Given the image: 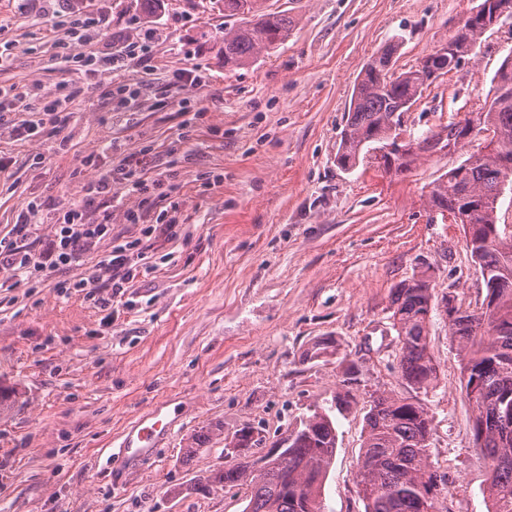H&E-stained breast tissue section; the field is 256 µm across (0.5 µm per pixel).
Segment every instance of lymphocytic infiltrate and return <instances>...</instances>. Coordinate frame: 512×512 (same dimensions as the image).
<instances>
[{
	"label": "lymphocytic infiltrate",
	"mask_w": 512,
	"mask_h": 512,
	"mask_svg": "<svg viewBox=\"0 0 512 512\" xmlns=\"http://www.w3.org/2000/svg\"><path fill=\"white\" fill-rule=\"evenodd\" d=\"M33 22L46 25L58 59L72 70L94 76L115 66L117 54L111 48H88L101 24L100 18L76 19L72 14L55 11L37 14ZM77 94L78 88L72 83L64 84L54 94L45 93L37 82L0 85V119L9 112L24 113L25 121L11 128V137L53 139L67 126L70 104ZM116 184L122 186V194H113ZM178 190L173 171L152 172L149 150L123 158L115 168L88 184L82 203L48 211L41 202L30 201L19 213L10 236L0 239V271L15 279L41 280L79 262L101 240L111 237L112 212L117 208L122 209L126 223L144 225L148 237L172 239L179 226V206L172 203L171 196ZM129 197L136 199V206H126ZM164 199L170 200V208L156 211L157 201ZM43 224L52 225L53 231L45 238H36L35 233ZM140 251L136 240L116 245L97 272L86 278L56 281L55 288L60 295L78 292L94 306L108 308L113 296L138 275L136 255Z\"/></svg>",
	"instance_id": "f902f5d3"
}]
</instances>
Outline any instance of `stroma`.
<instances>
[{
    "mask_svg": "<svg viewBox=\"0 0 512 512\" xmlns=\"http://www.w3.org/2000/svg\"><path fill=\"white\" fill-rule=\"evenodd\" d=\"M476 4L266 0L292 17L287 42L228 69L221 40L233 21L224 0H163L160 18L146 0H69L104 16L94 46L118 49L143 37L152 45L150 63L123 55L113 73L78 79L50 63L51 35L32 22L39 0H0V50L12 52L0 83L37 80L48 92L73 79L80 86L64 149L0 135V154L12 159L9 178L0 177V239L29 201L49 209L81 201L85 185L124 156L149 148L162 168L171 148L189 155L175 168V238L143 237L141 225L116 211L111 238L79 264L11 288L0 272V512H243L241 489H196L224 465L226 438L250 425L272 442L314 410L332 409L347 363L358 382L350 405L333 414L337 447L321 488L324 512H364L357 462L375 392L429 407V455L447 482L448 512H488V468L473 447L472 406L446 317L435 312L429 323L438 381L422 392L396 368L388 312L393 288L422 267L436 294L453 295L461 308L483 301L461 225L429 203L433 183L483 142L418 157L401 173L336 164L370 56L399 41L395 68L408 70L447 42ZM511 54L512 27L488 31L475 54L404 113L407 133L476 111ZM181 69L198 70L204 85L172 87ZM113 80L138 88L139 111H109L104 91ZM185 98L201 110L188 128ZM108 139L115 150L85 167ZM209 174L222 176L220 186L206 187ZM136 238L145 269L111 310L56 292V281L95 269L114 241ZM324 338L336 355L306 359ZM161 405L182 417L172 438L134 458L125 474H111L107 458L126 428ZM206 430V447L184 459Z\"/></svg>",
    "mask_w": 512,
    "mask_h": 512,
    "instance_id": "1",
    "label": "stroma"
}]
</instances>
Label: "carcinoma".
<instances>
[{"instance_id": "carcinoma-1", "label": "carcinoma", "mask_w": 512, "mask_h": 512, "mask_svg": "<svg viewBox=\"0 0 512 512\" xmlns=\"http://www.w3.org/2000/svg\"><path fill=\"white\" fill-rule=\"evenodd\" d=\"M498 0H479L468 24L448 39V48L468 56L487 32ZM224 16L237 17L224 29V66L249 64L263 50L287 38L292 19L271 12L262 0H224ZM394 42L365 63L354 86L345 127L336 153L339 168L349 170L369 159L386 171L403 172L414 158L433 151L436 138L460 145L484 135L485 146L450 169L431 188V207L460 221L467 248L483 278L486 296L481 307H449L453 298L434 292L423 271L392 290L389 319L397 333V369L416 389L434 387L437 370L427 336L431 313L445 308L448 334L460 348L462 383L475 406L474 449L488 460L489 512H512V230L498 224L497 204L506 169H512V65L495 73L493 96L477 112L417 137L419 151L396 166L370 153L391 143L401 116L433 83L431 72L419 67L394 76L388 65L398 50ZM434 417L420 402L385 394L372 396L365 415L364 440L357 474L364 512H442L447 483L429 461L428 441ZM265 444L254 427L239 429L225 443L233 461L214 469L198 485L246 489L243 512H322L320 490L336 449L331 416L316 411L271 447L284 445V455L272 465H257L255 449Z\"/></svg>"}]
</instances>
